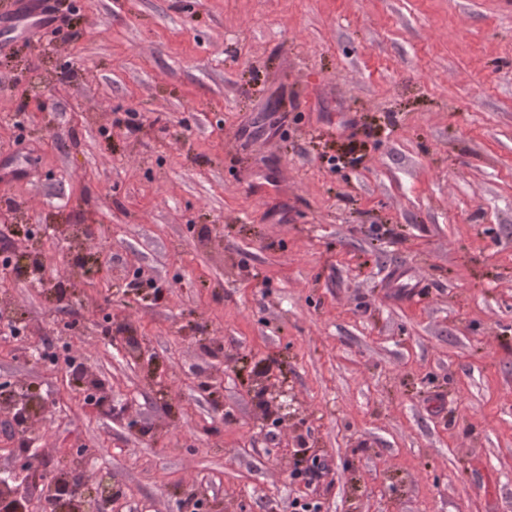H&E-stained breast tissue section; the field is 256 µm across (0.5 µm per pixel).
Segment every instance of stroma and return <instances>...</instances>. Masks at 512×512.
Instances as JSON below:
<instances>
[{
	"label": "stroma",
	"instance_id": "35a3bbf8",
	"mask_svg": "<svg viewBox=\"0 0 512 512\" xmlns=\"http://www.w3.org/2000/svg\"><path fill=\"white\" fill-rule=\"evenodd\" d=\"M58 7L76 38L0 42V239L86 309L0 270V312L126 417L0 334L46 478L86 446L127 512H512V0ZM264 395H269L268 401L273 407L276 415H284L290 409L291 404L288 402V389L285 384L278 379L273 373L266 374L261 382Z\"/></svg>",
	"mask_w": 512,
	"mask_h": 512
}]
</instances>
